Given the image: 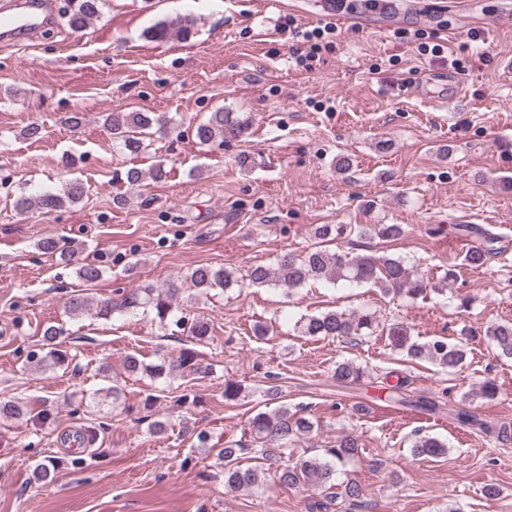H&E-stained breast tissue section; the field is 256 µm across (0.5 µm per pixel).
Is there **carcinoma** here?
<instances>
[{
    "instance_id": "cac0c4a2",
    "label": "carcinoma",
    "mask_w": 512,
    "mask_h": 512,
    "mask_svg": "<svg viewBox=\"0 0 512 512\" xmlns=\"http://www.w3.org/2000/svg\"><path fill=\"white\" fill-rule=\"evenodd\" d=\"M103 0H69V26L75 31L86 29L101 14ZM193 21L188 17H175L160 20L146 28L143 35L153 41H187L193 36ZM105 125L112 134V142L123 152L136 158L149 149L147 140L152 138L151 129L156 125H165L168 120L147 112H110L102 115ZM250 125L249 119H241L231 112H213L207 120L195 127L198 143L237 140L245 135ZM168 171L160 162L151 165L148 170L132 167L126 172V182L130 186H139L146 179L161 181ZM88 194V188L78 178H73L54 191L38 195L18 194L13 201L14 209L28 213L35 209L43 214H51L69 205L81 201ZM453 228L475 237V245L465 253L464 265L478 269L487 264L495 248L496 237L488 230L470 224H455ZM404 234L401 224H318L313 229V237L321 243L345 240L352 237L367 239L376 237L384 241H394ZM37 248L55 255L60 261H72L76 249L56 236H44ZM80 280L95 284L102 278L103 269L93 261H84L76 269ZM193 286L200 294H208L213 288H228L237 283L233 273L222 266L202 265L193 269L189 275ZM245 279L253 286H274L292 291L310 281H324L336 285H367L378 289L385 295L399 296L411 301L426 297L428 281L417 267L405 259L377 254L364 249L360 252H331L320 246L311 249L302 257L286 254L274 266L255 265L251 267ZM181 286L172 280L162 287L141 285L124 289L115 298L98 301L83 293H75L67 299L66 313L75 319L92 312L96 317L109 320L116 314L144 310L152 315L151 321L164 328L170 322L188 327L191 338L201 344L210 338L211 325L201 316H176L177 300ZM299 333L303 336L323 338H344L357 341L371 336L385 335L390 345L412 360L424 359L453 373L466 357L464 343L446 336H438L420 343L413 339L408 326L399 323H385L376 313L364 310L350 314L329 310L302 318L297 322ZM60 329L49 325L43 331V346L47 352L38 363L52 365L65 363V352L55 348L56 337ZM484 335L494 344L498 354L512 358V322H497L488 325ZM125 369L129 373L145 372L157 379L167 381L183 379L204 371L197 354L191 349H183L177 354L163 356L157 364H146L136 355L125 359ZM364 374L357 364L343 361L336 365L334 376L343 383L360 380ZM387 399L403 406H412L428 414L438 410L431 399L420 396L415 400L405 392V382L394 384L385 382ZM23 415L22 407L13 399L0 400V419H15ZM457 419L464 425L478 428L482 433L496 438L500 442L512 440V425L507 422L480 419L469 411L460 409ZM314 422L305 416L302 410H291L280 404L269 411H261L249 422L250 436L260 449L261 459L275 466L279 483L285 487L306 484L325 493L321 499L313 501V512H328L337 499L346 500L355 508H362V488L355 482L336 483L339 466L359 452L358 438L345 435L336 445L325 449L327 458L317 455L297 460L288 456V445L299 436L309 433ZM252 448H246L234 441L224 443L220 456L224 461V483L233 489H252L262 485L264 473L256 466L248 465ZM413 455L425 458H440L447 454L445 441L431 435L416 434L412 443Z\"/></svg>"
}]
</instances>
